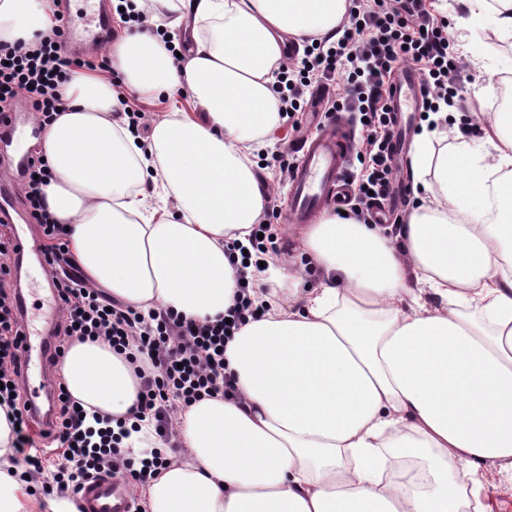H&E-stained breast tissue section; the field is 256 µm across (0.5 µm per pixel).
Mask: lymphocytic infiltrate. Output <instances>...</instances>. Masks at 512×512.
Instances as JSON below:
<instances>
[{"label": "lymphocytic infiltrate", "instance_id": "1", "mask_svg": "<svg viewBox=\"0 0 512 512\" xmlns=\"http://www.w3.org/2000/svg\"><path fill=\"white\" fill-rule=\"evenodd\" d=\"M63 20V11H55L53 27L31 45L0 42V111L12 109L22 98L43 125L63 111L60 86L74 64L62 50ZM341 29L338 39L312 41L299 68L285 65L279 69L280 111L292 130H299L307 90L341 83L340 92L327 98L325 112L330 116L353 112L362 120L356 156L363 172L352 185L350 216L369 224L374 205L387 196L394 181L387 99L393 77L404 65L416 68L422 81L421 109L436 112L460 101L462 65L455 51L456 34L434 15L431 0H349ZM23 179L28 213L48 240L42 254L61 300L56 327L61 349H68L75 339L100 341L115 353L142 359V366L135 369L140 388L132 416L150 420L155 437L163 441L171 435L170 411L206 397L231 395L233 379L226 372L224 350L248 319L265 311L254 298L253 280L261 261L277 249L272 224L253 226L246 254H239L237 242L227 245L236 254L233 266L239 285L226 318L200 323L168 310L145 315L87 287L78 275L62 225L43 206V189L52 179L44 156L33 157ZM14 253L10 237L1 233L0 401L12 409L16 461L24 474L33 476L43 471L46 454L35 447L29 433L31 419L25 402L12 392L20 382V314L5 278ZM55 393L57 415L51 437L58 449L55 481L59 490L80 491L86 481L102 475L143 483L168 465L160 448L151 449L149 460L136 462L123 448L121 437L109 428L100 431L98 443H90L83 428L85 412L71 398L64 381H56Z\"/></svg>", "mask_w": 512, "mask_h": 512}]
</instances>
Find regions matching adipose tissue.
<instances>
[{"instance_id":"adipose-tissue-1","label":"adipose tissue","mask_w":512,"mask_h":512,"mask_svg":"<svg viewBox=\"0 0 512 512\" xmlns=\"http://www.w3.org/2000/svg\"><path fill=\"white\" fill-rule=\"evenodd\" d=\"M464 22L512 32V0H460ZM154 32L108 50L110 77L76 69L67 106L43 129L47 209L70 230L86 277L139 309L214 319L233 305L231 232L247 237L265 192L251 156L281 123L274 75L288 41L335 36L346 0H123ZM51 0H0V41L31 43ZM193 42L174 55L177 34ZM184 92L193 109L117 116L119 89ZM477 145L443 126L415 141L423 196L397 237L324 213L302 252L322 273L301 290L289 261L279 294L242 325L224 358L236 393L177 415L180 449L138 487L144 512H486L470 487L485 462L512 465V113ZM414 282H407V272ZM63 375L90 416L137 402L125 356L71 341ZM0 407V512H79L71 496L31 495L17 476Z\"/></svg>"}]
</instances>
